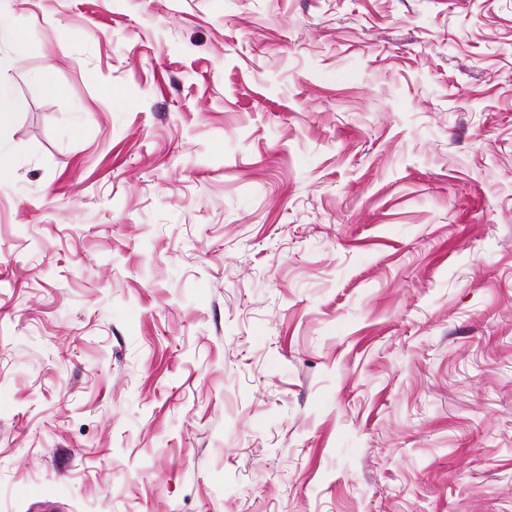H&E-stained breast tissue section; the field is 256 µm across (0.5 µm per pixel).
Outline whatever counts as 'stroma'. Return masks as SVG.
Instances as JSON below:
<instances>
[{"label":"stroma","instance_id":"obj_1","mask_svg":"<svg viewBox=\"0 0 512 512\" xmlns=\"http://www.w3.org/2000/svg\"><path fill=\"white\" fill-rule=\"evenodd\" d=\"M0 10V512H512V0ZM4 42L21 47L24 42V33L14 15L4 14L0 10V43ZM23 104L11 92L9 85L0 80V127L8 123Z\"/></svg>","mask_w":512,"mask_h":512}]
</instances>
